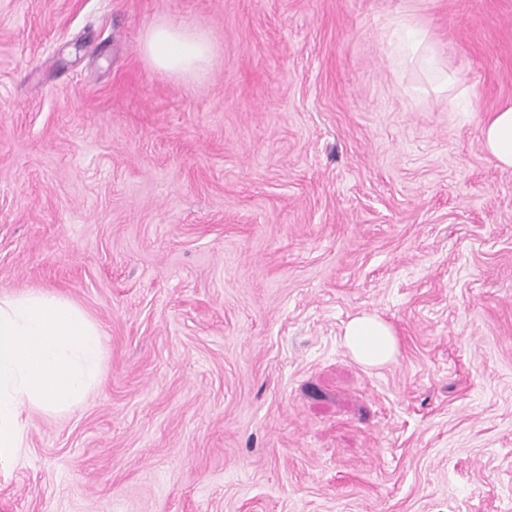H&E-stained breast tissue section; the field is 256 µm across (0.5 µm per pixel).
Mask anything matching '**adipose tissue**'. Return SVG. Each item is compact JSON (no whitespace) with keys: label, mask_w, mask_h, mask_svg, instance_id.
<instances>
[{"label":"adipose tissue","mask_w":512,"mask_h":512,"mask_svg":"<svg viewBox=\"0 0 512 512\" xmlns=\"http://www.w3.org/2000/svg\"><path fill=\"white\" fill-rule=\"evenodd\" d=\"M143 49L156 67L179 74L200 67L211 52L204 34L174 22H161L151 27L145 34ZM483 136L486 148L499 165L512 168V104L492 114ZM344 344L359 362L367 366L383 365L397 352L392 327L370 314L355 317L346 325Z\"/></svg>","instance_id":"adipose-tissue-1"}]
</instances>
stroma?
<instances>
[{"mask_svg":"<svg viewBox=\"0 0 512 512\" xmlns=\"http://www.w3.org/2000/svg\"><path fill=\"white\" fill-rule=\"evenodd\" d=\"M162 21L203 70L152 65ZM510 101L512 0H0V295L106 346L0 512H512ZM143 49L156 67L179 74L200 67L211 52L204 34L174 22L151 27L145 34ZM488 151L503 168H512V104L494 112L483 130ZM344 344L362 364L380 366L391 361L397 352L392 327L375 315L363 314L345 327Z\"/></svg>","mask_w":512,"mask_h":512,"instance_id":"obj_1","label":"stroma"}]
</instances>
